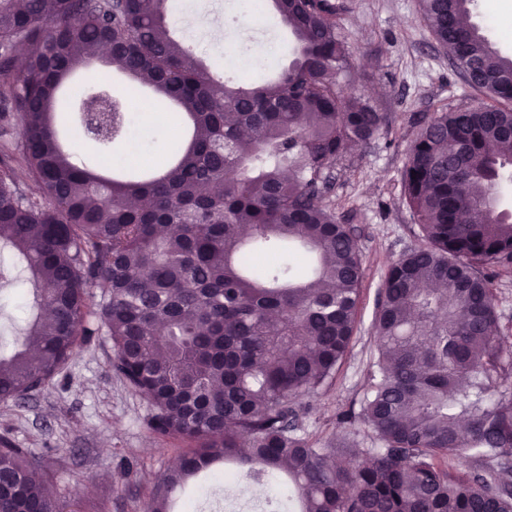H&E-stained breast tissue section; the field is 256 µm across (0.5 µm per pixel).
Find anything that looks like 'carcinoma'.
<instances>
[{
    "label": "carcinoma",
    "instance_id": "obj_1",
    "mask_svg": "<svg viewBox=\"0 0 512 512\" xmlns=\"http://www.w3.org/2000/svg\"><path fill=\"white\" fill-rule=\"evenodd\" d=\"M166 2L0 0V246L29 272L37 308L20 348L0 356V400L49 384L103 331L112 367L154 409L152 430L196 443L148 512H168L178 487L227 459L256 483L287 472L299 512H512V371L491 288L512 274V214L498 207L512 109L496 106L512 103V57L471 22L473 0H422L491 103L438 110L409 147L402 183L422 244L388 265L373 318L360 421L379 446L359 447L348 423L342 469L298 433L350 349L362 285L353 229L325 194L336 161L385 115L346 92L336 0H272L296 57L252 87L226 84L172 39ZM101 56L191 122L148 178L82 162L112 155L121 118L94 133L80 112L70 146L59 139L61 88ZM106 91L100 78L74 102L85 110ZM470 459L481 465L458 469ZM1 474L0 512H57L47 473L5 437Z\"/></svg>",
    "mask_w": 512,
    "mask_h": 512
}]
</instances>
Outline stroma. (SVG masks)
Returning <instances> with one entry per match:
<instances>
[{"instance_id":"obj_1","label":"stroma","mask_w":512,"mask_h":512,"mask_svg":"<svg viewBox=\"0 0 512 512\" xmlns=\"http://www.w3.org/2000/svg\"><path fill=\"white\" fill-rule=\"evenodd\" d=\"M342 2L343 36L353 52L348 90L368 99L386 122L371 140L336 162L326 195L337 215L347 217L355 229L363 281L351 349L333 383L299 420L302 433L321 448L335 444L343 415L360 413L375 349L373 314L387 266L420 243L401 177L407 149L437 107L455 110L483 100L426 25L421 0ZM494 15L512 25V0H475L474 22L498 50L512 55V38L492 25ZM185 22L211 43L205 62L230 84L274 80L295 55L287 27L269 6L256 20L241 17L227 0H202ZM228 29L240 31L236 43L225 42ZM111 92L123 104L135 94L153 103L152 111L136 113L133 141L115 146V154L148 166L159 164L170 144L144 136V129L154 124L159 111L174 116L176 128L183 132L189 127L187 119L179 116L172 101L155 97L150 89H136L127 75L112 74ZM35 314L26 281L0 288L1 355L17 349ZM113 356L109 337H92L48 386L0 401V437L40 461L58 512H146L155 485L188 448L179 437L152 431L151 405L132 394L113 372ZM272 498L280 499L284 512H295L298 506L287 478L277 471L244 491L218 480L208 469L171 498L169 509L252 512L253 503Z\"/></svg>"}]
</instances>
